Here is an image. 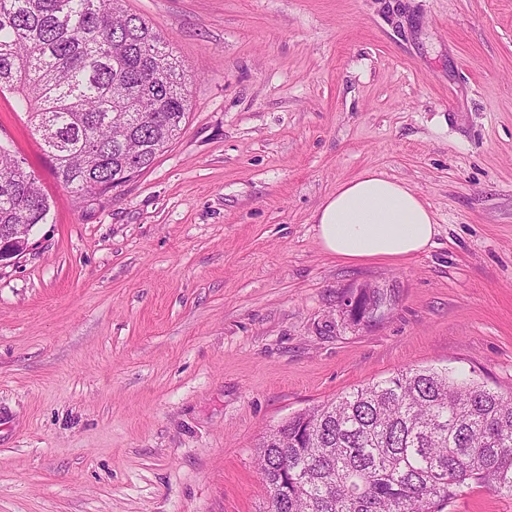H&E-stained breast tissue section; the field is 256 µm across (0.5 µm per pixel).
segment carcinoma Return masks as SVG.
<instances>
[{
	"mask_svg": "<svg viewBox=\"0 0 512 512\" xmlns=\"http://www.w3.org/2000/svg\"><path fill=\"white\" fill-rule=\"evenodd\" d=\"M186 71L125 0H0V96L30 117L57 181L83 203L176 141ZM38 178L0 144V225L46 223ZM256 460L267 512H443L474 487L512 496V391L433 368L288 418Z\"/></svg>",
	"mask_w": 512,
	"mask_h": 512,
	"instance_id": "carcinoma-1",
	"label": "carcinoma"
}]
</instances>
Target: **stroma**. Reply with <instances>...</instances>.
<instances>
[{
  "instance_id": "stroma-1",
  "label": "stroma",
  "mask_w": 512,
  "mask_h": 512,
  "mask_svg": "<svg viewBox=\"0 0 512 512\" xmlns=\"http://www.w3.org/2000/svg\"><path fill=\"white\" fill-rule=\"evenodd\" d=\"M188 71L179 139L83 207L0 97L50 199L0 266V512H261L290 415L436 367L512 387V0H126ZM374 170L433 246L326 253L312 216ZM393 289L353 326L352 287ZM444 512H512L467 490ZM355 288H357L355 291L347 293L340 301V312L344 316V319H347V321L354 325H358L382 318L385 311L388 310L392 304V302L388 303L393 299L391 291L388 292L384 287L372 283L361 284ZM373 288L377 289L372 292L371 297L368 299L369 302L373 305L384 304L379 307L368 305L361 309L362 302L366 297H369L371 289ZM358 311H360L362 315L355 320Z\"/></svg>"
}]
</instances>
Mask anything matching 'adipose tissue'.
<instances>
[{"mask_svg":"<svg viewBox=\"0 0 512 512\" xmlns=\"http://www.w3.org/2000/svg\"><path fill=\"white\" fill-rule=\"evenodd\" d=\"M314 221L323 250L353 263L420 254L438 233L429 205L415 189L372 170L326 197Z\"/></svg>","mask_w":512,"mask_h":512,"instance_id":"ef3b65f1","label":"adipose tissue"}]
</instances>
